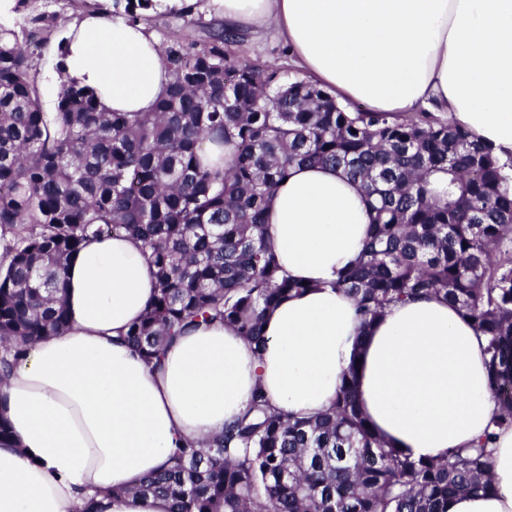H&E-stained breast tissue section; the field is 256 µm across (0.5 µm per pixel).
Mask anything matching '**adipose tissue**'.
<instances>
[{
    "label": "adipose tissue",
    "instance_id": "obj_1",
    "mask_svg": "<svg viewBox=\"0 0 512 512\" xmlns=\"http://www.w3.org/2000/svg\"><path fill=\"white\" fill-rule=\"evenodd\" d=\"M226 26L274 28L308 80L345 104L405 113L429 105L512 157V0H208ZM66 80L96 89L110 112L151 111L167 81L147 22L87 12L68 26ZM372 222L360 182L296 166L271 197L266 233L282 269L308 289L264 319L255 356L223 324L170 344L153 368L126 342L157 292L140 242L91 241L67 267L69 326L26 348L0 382V512H170L132 493L174 448L223 432L263 388L276 409H326L354 373L368 423L411 459L447 457L494 414L485 341L435 299L394 306L362 328L333 287ZM495 491L462 494L448 512H512V429L493 445Z\"/></svg>",
    "mask_w": 512,
    "mask_h": 512
}]
</instances>
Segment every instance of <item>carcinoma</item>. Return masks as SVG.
Wrapping results in <instances>:
<instances>
[{
	"instance_id": "carcinoma-1",
	"label": "carcinoma",
	"mask_w": 512,
	"mask_h": 512,
	"mask_svg": "<svg viewBox=\"0 0 512 512\" xmlns=\"http://www.w3.org/2000/svg\"><path fill=\"white\" fill-rule=\"evenodd\" d=\"M155 0H108L135 24ZM230 30L164 44L167 83L149 112H106L95 90L61 83L42 110L30 58L0 25V374L28 342L64 329L65 272L88 242L125 234L155 268L153 305L126 341L157 366L201 325L231 327L256 356L268 311L307 286L264 237L269 199L292 166H332L362 182L373 212L358 260L332 284L367 327L397 303L437 298L486 340L497 411L482 439L415 461L380 439L355 372L312 418L277 413L258 387L224 431L175 449L137 491L171 512H448L495 490L490 451L512 428V159L467 128L344 107L320 85L243 61ZM235 151L205 162L204 145Z\"/></svg>"
}]
</instances>
